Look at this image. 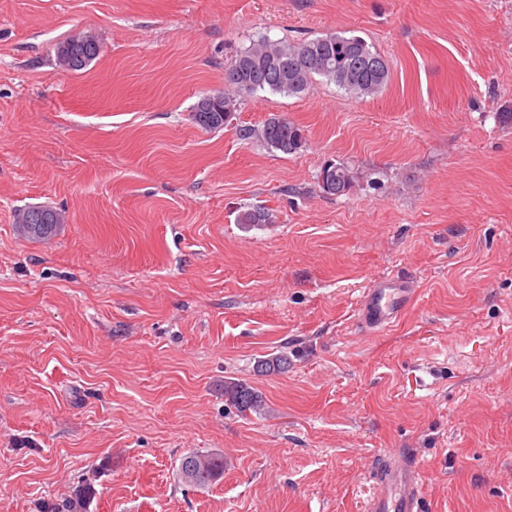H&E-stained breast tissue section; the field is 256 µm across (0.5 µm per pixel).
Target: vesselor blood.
<instances>
[{
  "label": "vessel or blood",
  "mask_w": 512,
  "mask_h": 512,
  "mask_svg": "<svg viewBox=\"0 0 512 512\" xmlns=\"http://www.w3.org/2000/svg\"><path fill=\"white\" fill-rule=\"evenodd\" d=\"M416 294L415 285L408 278H377L362 294L356 322L367 333L384 332L399 321ZM372 479L373 493L364 512H421L423 472L416 460H383L374 469Z\"/></svg>",
  "instance_id": "1"
}]
</instances>
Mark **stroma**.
Instances as JSON below:
<instances>
[{"label":"stroma","mask_w":512,"mask_h":512,"mask_svg":"<svg viewBox=\"0 0 512 512\" xmlns=\"http://www.w3.org/2000/svg\"><path fill=\"white\" fill-rule=\"evenodd\" d=\"M82 31L100 55L58 70ZM328 32L389 61L381 95L319 81L195 122L253 41ZM511 111L512 0H0V512L80 489L85 512H362L396 448L422 512H512ZM274 116L298 153L239 139ZM330 162L351 193L320 192ZM29 206L67 222L26 240ZM256 206L276 223L239 224ZM397 273L413 306L361 333ZM196 451L224 456L206 489L178 475ZM326 166L331 167L332 170V187L331 191H328V188H324L320 181L323 182V175L321 176L319 180L318 176V187L321 190L322 193L328 195V196H342L348 194L354 187V175L351 169L341 163H329ZM33 210H39L41 221L31 220ZM61 211L48 206H32L15 211L14 224L19 236L34 241H46L56 236L62 221ZM63 215V214H62ZM416 294L417 288L408 278H377L364 290L355 320L367 333L384 332L399 321ZM224 398L229 402L237 412L246 414L247 412H260L264 408L261 395H259L249 384L225 380Z\"/></svg>","instance_id":"stroma-1"}]
</instances>
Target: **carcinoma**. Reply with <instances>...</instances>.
I'll return each mask as SVG.
<instances>
[{"instance_id":"carcinoma-1","label":"carcinoma","mask_w":512,"mask_h":512,"mask_svg":"<svg viewBox=\"0 0 512 512\" xmlns=\"http://www.w3.org/2000/svg\"><path fill=\"white\" fill-rule=\"evenodd\" d=\"M100 53V46L66 40L56 49V64L64 71L84 69ZM328 83L360 98L375 97L390 83L389 62L359 36H343L336 32L299 42L286 39L260 38L224 65V91L206 93L208 111L194 113L204 128L224 127V113L236 112L247 96L271 91L288 95L306 93L313 80ZM241 140H256L271 151L295 154L306 145L304 130L281 117L267 119L260 126H242ZM331 189L321 188L328 196L348 194L354 187L351 169L341 163L330 164ZM60 211L48 206L28 207L15 211L14 224L19 236L46 241L56 236L61 227ZM239 223L273 224L275 216L266 208L248 209L239 215ZM224 398L237 412H259L264 408L261 395L249 384L224 381ZM224 474V456L218 453L191 452L179 464L182 482L195 488H207ZM86 494L61 502H48L43 512H81Z\"/></svg>"}]
</instances>
